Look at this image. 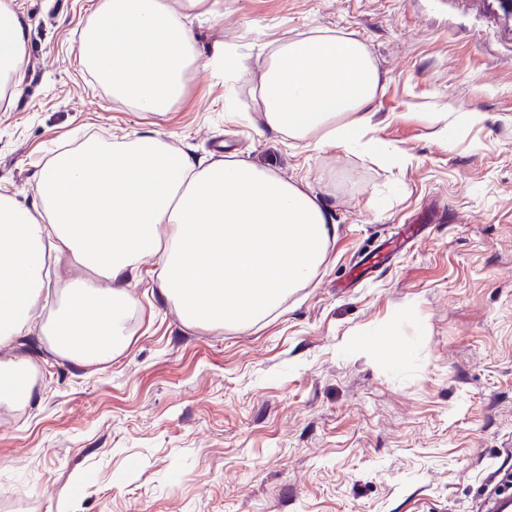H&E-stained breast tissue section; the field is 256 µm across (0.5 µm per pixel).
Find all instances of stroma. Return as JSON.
Returning <instances> with one entry per match:
<instances>
[{
	"instance_id": "obj_1",
	"label": "stroma",
	"mask_w": 512,
	"mask_h": 512,
	"mask_svg": "<svg viewBox=\"0 0 512 512\" xmlns=\"http://www.w3.org/2000/svg\"><path fill=\"white\" fill-rule=\"evenodd\" d=\"M98 2L17 0L1 188L32 203L51 150L154 131L307 183L336 234L314 281L248 326L185 325L149 261L128 284L133 339L108 364L18 339L37 385L0 408V512H476L512 473V15L499 0H220L193 21L201 63L160 117L80 65ZM323 31L379 67L389 159L264 131L271 49ZM217 40L246 66L230 85L204 65ZM385 330L396 348L368 357Z\"/></svg>"
}]
</instances>
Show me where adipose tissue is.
Masks as SVG:
<instances>
[{
    "label": "adipose tissue",
    "instance_id": "adipose-tissue-1",
    "mask_svg": "<svg viewBox=\"0 0 512 512\" xmlns=\"http://www.w3.org/2000/svg\"><path fill=\"white\" fill-rule=\"evenodd\" d=\"M212 0H101L83 30L81 66L136 111L162 116L196 62L188 18ZM26 23L0 0V110L16 105ZM383 78L366 46L332 33L277 46L259 87L264 128L316 148L378 153L371 106ZM27 205L0 190V406L24 408L36 371L17 339L45 338L78 366L109 362L132 339L126 285L158 259L166 302L184 324L220 329L259 321L305 287L336 226L308 185L238 159L203 161L156 135L87 139L53 154ZM63 272L59 306L31 312ZM105 280L89 287L86 276Z\"/></svg>",
    "mask_w": 512,
    "mask_h": 512
}]
</instances>
